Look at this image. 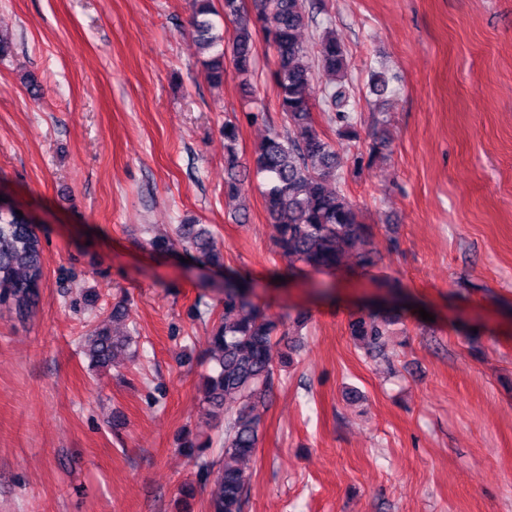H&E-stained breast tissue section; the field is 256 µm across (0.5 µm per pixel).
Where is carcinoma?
Instances as JSON below:
<instances>
[{"label": "carcinoma", "mask_w": 512, "mask_h": 512, "mask_svg": "<svg viewBox=\"0 0 512 512\" xmlns=\"http://www.w3.org/2000/svg\"><path fill=\"white\" fill-rule=\"evenodd\" d=\"M306 0H224V19L234 26L230 46L233 74L244 96L253 94L250 78L255 65L254 37L261 29L274 50L281 128L273 130L255 152L254 171L263 182L266 211L275 228V245L290 270L330 272L344 254L356 251L363 269L377 262L373 227L358 220L344 193L340 161L333 143L316 127L311 84L316 72L325 79L322 99L333 113L338 133L359 137L354 90L344 45L327 27L308 48L301 32L309 22ZM211 0H195L191 22L196 43L209 53L208 78L222 85L228 77L224 37L210 15ZM237 119L224 120V195L239 198L247 181L240 164ZM154 249L166 253L180 246L200 264L224 267L223 245L204 224H179L175 238L160 237ZM44 277L41 241L35 226L16 209L0 205V305L24 320L40 301ZM253 283L244 278L224 280V315L213 326L206 351L201 402L206 420L224 418V446L217 461H206L210 490L207 512H243L248 476L246 466L259 447L261 416L257 408L270 400L284 323L269 315L252 298ZM385 319L368 314L351 322L354 337L372 349L383 348ZM131 332H116L104 324L83 343L92 366L110 369L131 354Z\"/></svg>", "instance_id": "cac0c4a2"}]
</instances>
